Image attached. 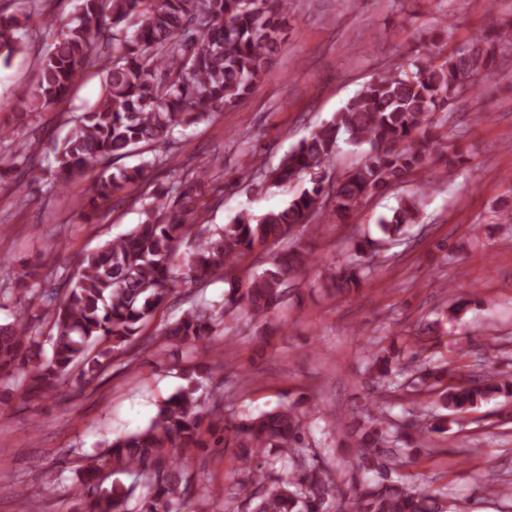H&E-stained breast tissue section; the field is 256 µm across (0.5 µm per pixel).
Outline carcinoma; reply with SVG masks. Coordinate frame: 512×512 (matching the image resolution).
<instances>
[{
  "instance_id": "carcinoma-1",
  "label": "carcinoma",
  "mask_w": 512,
  "mask_h": 512,
  "mask_svg": "<svg viewBox=\"0 0 512 512\" xmlns=\"http://www.w3.org/2000/svg\"><path fill=\"white\" fill-rule=\"evenodd\" d=\"M288 5V0H76L72 23L58 29L47 21L50 44L26 104L53 111L84 72L103 75L98 101L67 116L70 129L53 147L58 176L47 191L62 192L75 179L88 180L80 219L96 224L101 208L123 202L151 170L163 169L167 180L148 196L142 221L86 253L71 277L63 280L52 267L23 264L12 285L0 289L1 295L38 303L42 323L50 327L46 356L28 310L0 322L1 381L27 370L22 391L31 399L57 391L75 370L81 386L91 385L135 343L156 344V337L143 334L145 326L184 285L205 288L222 278L228 291L220 305L196 302L165 325L159 355L214 341L228 315L243 313L261 322L315 262L302 231L325 214L343 224L362 199L414 184L380 218L377 237L352 239L348 259L325 267L326 287L338 293L357 290L372 271L370 254L388 250L418 223L429 189L422 177L429 161L440 156L447 171L464 163L462 154L448 150V138L437 134L433 117L481 85L499 51L512 50V31H484L466 52L442 59L448 38L443 20L422 31L407 60L378 70L331 122L292 147L277 166L253 167L261 182L286 186L308 175L310 187L284 208L258 217L242 211L222 227L200 228L197 189L213 177L202 170L189 179L179 171L176 134L253 91L280 48ZM22 29L20 17L0 7L1 64L9 65L22 51ZM342 132L349 143L368 149L356 169L328 180ZM136 152L153 156L112 170L115 160ZM191 237L195 247L177 269L178 247ZM270 242L285 248L269 267L245 281L233 277L232 267ZM397 359L385 348L371 356L369 370L384 392L399 387ZM197 372L209 377L216 373L215 363L193 368L188 385L158 405L148 427L108 443L110 472H104L100 457L85 459L77 470L81 492L75 512H176L178 505L207 493L206 486L193 482L189 460L195 450L209 447L206 435L219 431L224 436L216 443L240 449L244 481L261 488L252 512H445L438 495L407 488L395 478L411 451L393 447L378 400L353 430L356 467L366 480L349 495L304 444L302 404L289 401L258 417L228 418L223 395L199 394ZM449 373L444 364H423L419 380L431 388ZM498 395L511 396L512 382L492 376L448 385L440 405L455 414ZM447 426L446 415L422 427L410 423L420 434L444 432ZM269 456L289 466L288 472L273 475L274 469L266 468Z\"/></svg>"
}]
</instances>
